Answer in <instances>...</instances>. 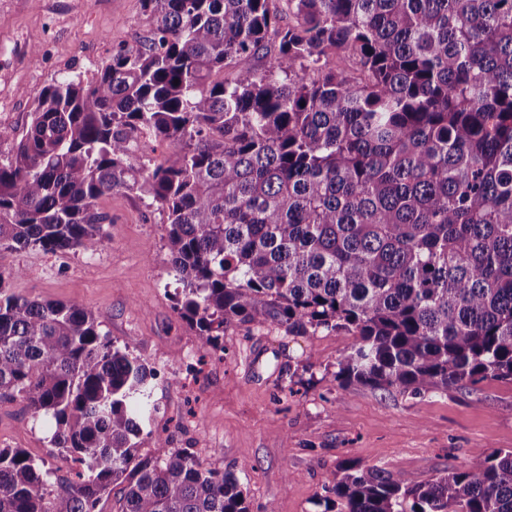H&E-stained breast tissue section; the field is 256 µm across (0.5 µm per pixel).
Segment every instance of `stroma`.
Instances as JSON below:
<instances>
[{
  "instance_id": "obj_1",
  "label": "stroma",
  "mask_w": 512,
  "mask_h": 512,
  "mask_svg": "<svg viewBox=\"0 0 512 512\" xmlns=\"http://www.w3.org/2000/svg\"><path fill=\"white\" fill-rule=\"evenodd\" d=\"M148 31L141 0H0V127L11 133L0 157L25 136L46 86L91 75L114 45L137 44ZM97 207L110 222L96 253L0 250V275L17 293L92 311L115 346L152 369L141 454L162 432L205 467L233 472L249 512H324L340 464L420 484L512 448V382L421 396L343 389L330 378L353 342L344 331L239 326L225 330L223 350L202 349L174 308L166 212L124 191ZM52 432L21 399H0V448L25 449L71 476L72 459L53 448Z\"/></svg>"
}]
</instances>
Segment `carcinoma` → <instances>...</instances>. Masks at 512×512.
Returning a JSON list of instances; mask_svg holds the SVG:
<instances>
[{
	"label": "carcinoma",
	"mask_w": 512,
	"mask_h": 512,
	"mask_svg": "<svg viewBox=\"0 0 512 512\" xmlns=\"http://www.w3.org/2000/svg\"><path fill=\"white\" fill-rule=\"evenodd\" d=\"M142 6L150 36L47 87L0 160V249L93 254L97 201L133 192L167 211L174 308L204 349L230 326L346 331L342 389L512 380V0ZM137 136L171 151L137 162ZM152 378L92 312L0 274V399L51 416L79 464L54 489L0 448V512H96L117 483L116 512H249L170 437L139 455ZM326 492L341 512H512V449L421 484L342 464Z\"/></svg>",
	"instance_id": "cac0c4a2"
}]
</instances>
